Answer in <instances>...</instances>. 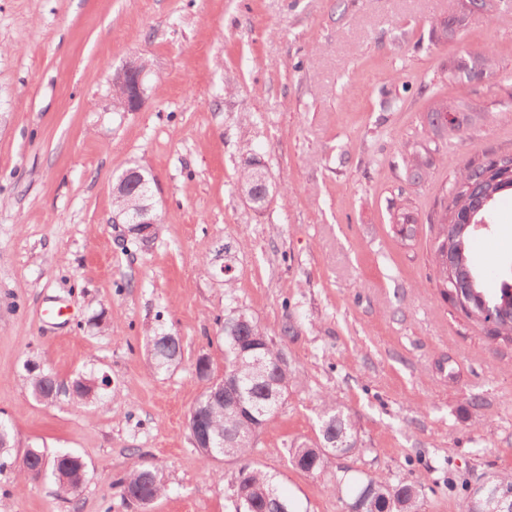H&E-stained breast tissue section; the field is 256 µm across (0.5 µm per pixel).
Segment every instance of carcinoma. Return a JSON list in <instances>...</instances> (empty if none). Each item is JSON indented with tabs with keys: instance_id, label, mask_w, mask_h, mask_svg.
I'll use <instances>...</instances> for the list:
<instances>
[{
	"instance_id": "carcinoma-1",
	"label": "carcinoma",
	"mask_w": 512,
	"mask_h": 512,
	"mask_svg": "<svg viewBox=\"0 0 512 512\" xmlns=\"http://www.w3.org/2000/svg\"><path fill=\"white\" fill-rule=\"evenodd\" d=\"M458 183L464 187L461 194H452L451 207L458 205L465 210L474 211L477 217H486V224H491L495 203H487L491 197L501 195L499 185L486 177L484 164H473L464 172ZM482 225L472 224L454 240L453 250L457 253L455 279L461 287L469 286L475 281L477 292L481 293L486 303L485 320L495 326L496 335H504L512 340V300L502 305L506 289H512V283L502 281L499 288L492 290L487 287V274L471 260V239ZM237 320L233 316L224 321V366L236 372L242 386L243 397L251 405L263 411L261 420L270 422L282 405L288 387L293 383V373L290 368L279 369L271 366L274 385L266 388L263 380L254 376L251 354L239 355L238 342L240 335L234 333L230 323ZM148 356L151 366L159 371L168 369L179 363L182 358V346L176 336L157 334L150 338ZM56 377L49 371H39L30 375V387L36 397L52 398ZM198 406L206 408L207 426L213 436V447L202 451L206 459L240 458L250 453L255 447L258 433L252 431L250 420L238 413L227 410L219 402H207L199 398ZM14 430L12 425L0 419V471L8 466L10 450L13 447ZM341 451L340 445L348 448L357 445L356 432L348 415L336 409L331 404L324 406L319 417L318 441L294 445L289 449V461L299 465L307 473H315L324 463L323 448H333ZM46 466L48 474L56 481L58 490L65 496L74 497L82 488L83 481L79 469L83 460L73 452L62 451L53 457H48L38 448L29 449L24 457L19 476L29 479V470ZM157 470L141 468L132 471L121 479L120 486L126 499L157 498L164 492V485L156 478ZM345 482L354 485L355 492L352 501L367 495V505L378 510L383 509L390 501L394 502V512H418L420 498L419 490L412 484L399 482L392 484L388 481L348 477ZM237 483L246 486L252 496V512H281V506H286L290 512H295L290 501L280 495L276 488L274 477L258 469L245 467L239 471Z\"/></svg>"
}]
</instances>
